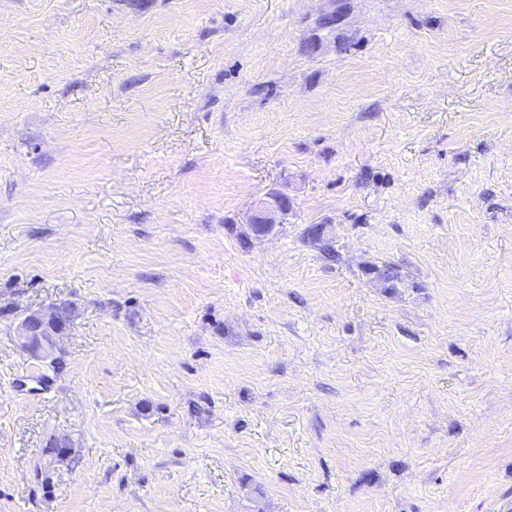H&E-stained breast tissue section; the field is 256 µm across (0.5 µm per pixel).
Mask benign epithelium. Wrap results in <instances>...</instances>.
I'll list each match as a JSON object with an SVG mask.
<instances>
[{
	"instance_id": "obj_1",
	"label": "benign epithelium",
	"mask_w": 512,
	"mask_h": 512,
	"mask_svg": "<svg viewBox=\"0 0 512 512\" xmlns=\"http://www.w3.org/2000/svg\"><path fill=\"white\" fill-rule=\"evenodd\" d=\"M288 203V196L280 193L260 201L249 220L250 237L264 238L271 235L277 225V216L288 210ZM72 313L73 305L69 302L27 311L15 327L20 349L52 366L57 365L59 337L67 329Z\"/></svg>"
}]
</instances>
